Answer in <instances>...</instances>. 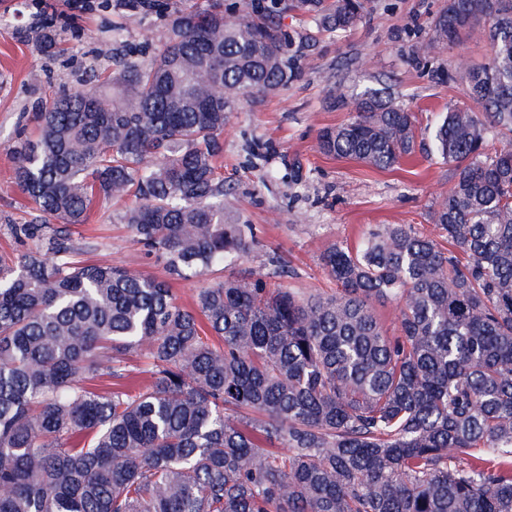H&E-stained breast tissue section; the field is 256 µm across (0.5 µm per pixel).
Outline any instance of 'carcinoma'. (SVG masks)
I'll list each match as a JSON object with an SVG mask.
<instances>
[{"instance_id":"carcinoma-1","label":"carcinoma","mask_w":512,"mask_h":512,"mask_svg":"<svg viewBox=\"0 0 512 512\" xmlns=\"http://www.w3.org/2000/svg\"><path fill=\"white\" fill-rule=\"evenodd\" d=\"M125 7L165 17L160 47L112 69L110 102L91 78L40 104L14 149L35 214L10 230L39 244L0 255V512H512V145L489 143L512 142V0H448L415 46L490 48L446 71L481 107L433 136L452 165L431 211L448 250L380 224L322 253L333 294L249 269L200 288L195 312L163 280L83 260L67 226L127 198L122 223L171 275L245 258L217 164L229 112L302 77L280 15L346 32L366 0ZM331 99L350 116L321 153L385 170L415 152L395 98ZM48 216L62 227L42 238ZM375 302L398 305L396 333ZM141 350L151 380L130 389Z\"/></svg>"}]
</instances>
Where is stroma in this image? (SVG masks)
Returning <instances> with one entry per match:
<instances>
[{
  "mask_svg": "<svg viewBox=\"0 0 512 512\" xmlns=\"http://www.w3.org/2000/svg\"><path fill=\"white\" fill-rule=\"evenodd\" d=\"M446 0H369L362 21L333 34L309 19L291 14L283 25L305 56L303 77L288 89L240 104L224 127V208L249 224L255 245L243 268L267 267L279 258L271 281L298 292L332 293L336 284L324 272L320 255L332 243L355 244L378 224H411L438 238L429 211L452 185L450 168L431 155L435 122L448 108L471 105L464 82L438 80L437 64L463 58L475 65L488 60L485 41L464 38L445 49L438 61L412 60L417 38ZM121 26L127 48L151 55L159 45L163 20L133 14L116 0H0V253L35 249L17 242L10 227L29 218L24 196L14 182L12 149L41 100L89 77L91 68L112 64V28ZM47 30L62 32L59 52L36 48ZM342 84L348 94L390 87L401 105L416 113L415 154L390 170L328 157L317 148L320 129L345 121L348 110L330 107L329 90ZM304 179L295 183L294 170ZM125 201L93 206L87 223L70 227L74 243L95 242L93 263L168 277L161 254L132 242L118 215Z\"/></svg>",
  "mask_w": 512,
  "mask_h": 512,
  "instance_id": "stroma-1",
  "label": "stroma"
}]
</instances>
